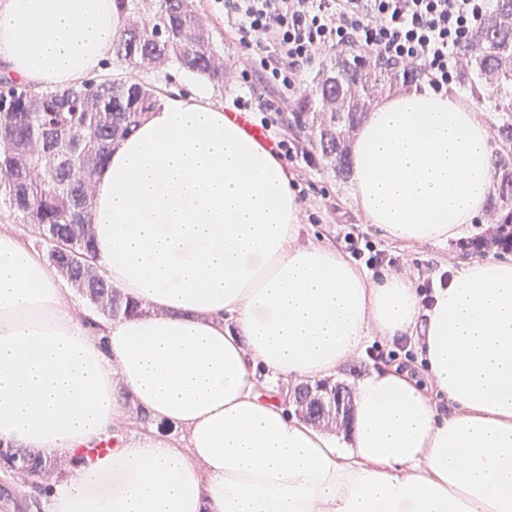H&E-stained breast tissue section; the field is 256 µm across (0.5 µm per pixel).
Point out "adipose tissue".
<instances>
[{"label": "adipose tissue", "mask_w": 512, "mask_h": 512, "mask_svg": "<svg viewBox=\"0 0 512 512\" xmlns=\"http://www.w3.org/2000/svg\"><path fill=\"white\" fill-rule=\"evenodd\" d=\"M122 25L112 0H0L4 74L78 86ZM493 160L472 102L409 88L361 124L350 182L387 237L445 243L484 211ZM91 213L98 266L143 313L90 322L0 229V444L114 442L47 479V512H512V260L460 269L425 307L403 275L301 243L284 161L200 91L112 147ZM376 336L418 337L426 379L360 378L347 440L259 389L331 377ZM130 398L185 441L117 434Z\"/></svg>", "instance_id": "adipose-tissue-1"}]
</instances>
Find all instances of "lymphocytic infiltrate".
Listing matches in <instances>:
<instances>
[{"mask_svg":"<svg viewBox=\"0 0 512 512\" xmlns=\"http://www.w3.org/2000/svg\"><path fill=\"white\" fill-rule=\"evenodd\" d=\"M494 0H224V24L246 66L284 91L293 89L318 53L363 50L399 68L405 82L447 89L459 48L493 10ZM256 111L273 151L313 164L302 141L271 118L270 104L237 99Z\"/></svg>","mask_w":512,"mask_h":512,"instance_id":"1","label":"lymphocytic infiltrate"}]
</instances>
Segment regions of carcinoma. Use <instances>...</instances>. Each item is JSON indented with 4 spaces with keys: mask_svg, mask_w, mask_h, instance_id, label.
Returning <instances> with one entry per match:
<instances>
[{
    "mask_svg": "<svg viewBox=\"0 0 512 512\" xmlns=\"http://www.w3.org/2000/svg\"><path fill=\"white\" fill-rule=\"evenodd\" d=\"M467 65L458 82L477 104L494 108L496 246L512 250V0H497L491 15L460 48ZM112 60L131 71L173 63L216 87L224 85L223 55L214 44L194 0H157L150 21L128 20L112 44ZM394 67L369 63L359 54L338 57L315 86L299 93L297 119L311 125L322 156L343 171L350 166L346 134L366 116L369 99ZM160 101L156 87L130 76L102 74L78 87L41 89L0 78V208L29 227L35 245L59 272L63 284L82 294L97 313L116 321L143 307L113 288L94 263L90 205L93 176L110 148L141 123ZM64 242L61 253L55 243ZM289 395L294 412L313 423L334 417L343 390L324 381L298 384ZM0 467L31 473L29 489L39 495L52 469L36 450H3Z\"/></svg>",
    "mask_w": 512,
    "mask_h": 512,
    "instance_id": "1",
    "label": "carcinoma"
}]
</instances>
